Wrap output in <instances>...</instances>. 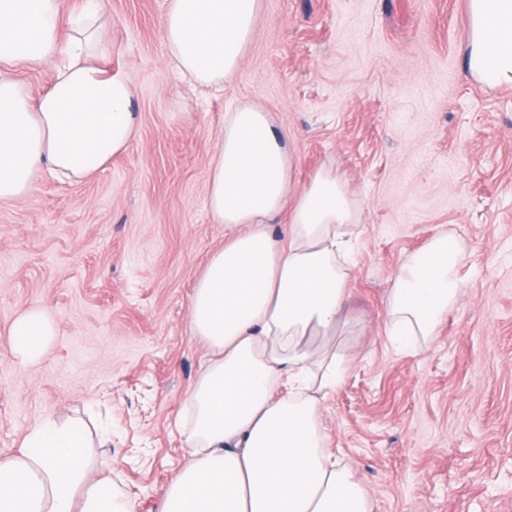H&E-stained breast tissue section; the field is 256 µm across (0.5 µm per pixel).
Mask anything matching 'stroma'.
I'll use <instances>...</instances> for the list:
<instances>
[{"mask_svg":"<svg viewBox=\"0 0 512 512\" xmlns=\"http://www.w3.org/2000/svg\"><path fill=\"white\" fill-rule=\"evenodd\" d=\"M102 66L131 82L137 132L97 175L41 174L0 201V459L43 421L79 422L92 466L136 512H159L189 459L176 418L206 357L189 299L224 230L206 208L224 114L270 112L302 191L341 175L358 221L351 365L320 405L325 448L375 512H512V86L469 70V0H261L232 83L191 88L168 62L166 0H101ZM464 259L435 335L395 345L387 292L403 257L437 235ZM54 336L19 362L27 309Z\"/></svg>","mask_w":512,"mask_h":512,"instance_id":"stroma-1","label":"stroma"}]
</instances>
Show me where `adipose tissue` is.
Listing matches in <instances>:
<instances>
[{"instance_id":"adipose-tissue-1","label":"adipose tissue","mask_w":512,"mask_h":512,"mask_svg":"<svg viewBox=\"0 0 512 512\" xmlns=\"http://www.w3.org/2000/svg\"><path fill=\"white\" fill-rule=\"evenodd\" d=\"M470 71L512 84V0H469ZM260 0H166L160 32L174 68L196 88H223L242 64ZM100 0L64 17L61 0H0V200H17L48 171L80 180L124 152L137 129L134 91L103 68ZM54 62L32 94L16 71ZM295 159L260 105L225 113L210 161L207 205L224 229L189 302L193 336L208 348L180 415L190 459L161 512H374L353 471L328 454L323 399L350 367L330 343L346 324V227L356 221L345 181L330 168L292 190ZM287 213L286 241L269 231ZM458 243L439 235L407 254L388 290L399 344L428 340L460 294ZM47 316L30 309L12 328L30 361L50 343ZM324 337V345L310 339ZM295 395L275 398L278 385ZM0 512H135L115 484L94 479L77 423L48 420L19 455L0 460Z\"/></svg>"}]
</instances>
